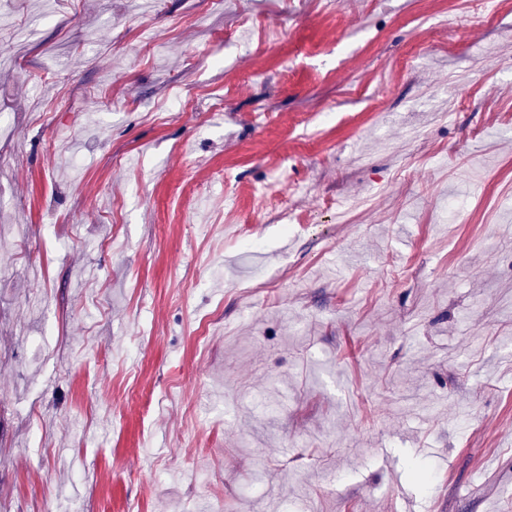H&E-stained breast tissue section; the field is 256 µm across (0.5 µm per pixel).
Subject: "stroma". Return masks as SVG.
I'll return each mask as SVG.
<instances>
[{
  "label": "stroma",
  "instance_id": "stroma-1",
  "mask_svg": "<svg viewBox=\"0 0 512 512\" xmlns=\"http://www.w3.org/2000/svg\"><path fill=\"white\" fill-rule=\"evenodd\" d=\"M1 51L0 512H512V0H0Z\"/></svg>",
  "mask_w": 512,
  "mask_h": 512
}]
</instances>
